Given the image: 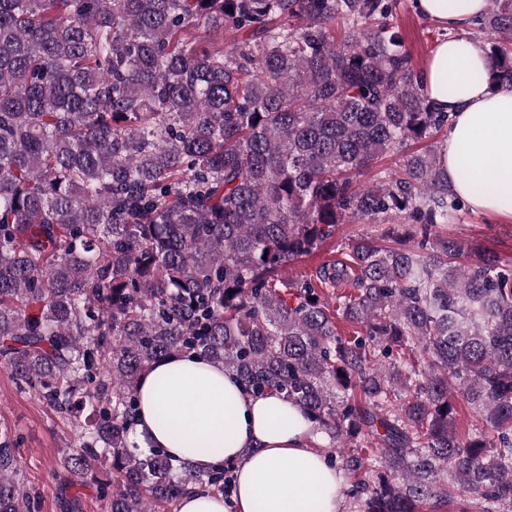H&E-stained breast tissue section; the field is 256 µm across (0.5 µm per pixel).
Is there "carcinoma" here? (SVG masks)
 <instances>
[{
	"instance_id": "carcinoma-1",
	"label": "carcinoma",
	"mask_w": 512,
	"mask_h": 512,
	"mask_svg": "<svg viewBox=\"0 0 512 512\" xmlns=\"http://www.w3.org/2000/svg\"><path fill=\"white\" fill-rule=\"evenodd\" d=\"M399 4L0 0V365L78 431L64 488L94 484L103 512L224 494L233 463L196 470L130 441L141 377L194 355L331 445L369 448L329 454L372 472L356 512L465 495L512 512V262L436 231L465 201ZM468 34L489 47L488 83L512 86V0ZM388 152L400 172L358 187ZM351 220L417 241L363 235L349 261L279 278ZM347 281L336 305L322 297ZM338 314L363 330L340 336ZM455 385L482 418L465 438ZM17 453L0 421V512H37Z\"/></svg>"
}]
</instances>
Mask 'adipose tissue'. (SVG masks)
Here are the masks:
<instances>
[{
    "label": "adipose tissue",
    "instance_id": "adipose-tissue-1",
    "mask_svg": "<svg viewBox=\"0 0 512 512\" xmlns=\"http://www.w3.org/2000/svg\"><path fill=\"white\" fill-rule=\"evenodd\" d=\"M453 37L438 42L421 77L450 116L442 168L452 192L476 211L512 215V88H491L483 42L461 32L488 0H415ZM132 437L199 470L236 462V492L186 494L180 512H343L348 485L329 467L317 432L300 409L275 394L246 392L223 365L193 356L157 364L139 383Z\"/></svg>",
    "mask_w": 512,
    "mask_h": 512
}]
</instances>
